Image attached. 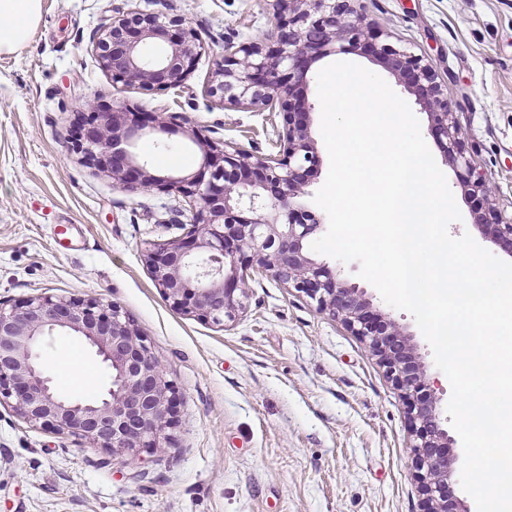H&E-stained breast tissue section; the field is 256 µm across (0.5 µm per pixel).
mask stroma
<instances>
[{
	"instance_id": "obj_1",
	"label": "stroma",
	"mask_w": 512,
	"mask_h": 512,
	"mask_svg": "<svg viewBox=\"0 0 512 512\" xmlns=\"http://www.w3.org/2000/svg\"><path fill=\"white\" fill-rule=\"evenodd\" d=\"M367 21L433 65L458 132L475 152L492 202L512 215V0H356ZM132 10L182 16L201 42L186 81L165 91L113 82L93 37ZM272 0H42L29 43L0 54V302L41 294L120 306L145 335L181 401L157 448L136 462L84 440L32 425L0 402V512H422L406 398L361 337L295 288L257 274L234 320L218 325L176 310L153 282L152 244L180 236L168 220L180 194L130 193L82 160L72 129L90 105L180 115L197 137L261 156L274 150L278 114L220 103L207 89L225 44L273 34ZM410 103L462 218L451 237L485 238L426 112ZM182 134L168 147L139 142L160 172H195L202 161ZM359 284L375 310L412 336L431 389L451 386L405 311L358 276L359 265L327 258Z\"/></svg>"
}]
</instances>
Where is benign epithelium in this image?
<instances>
[{
	"instance_id": "benign-epithelium-1",
	"label": "benign epithelium",
	"mask_w": 512,
	"mask_h": 512,
	"mask_svg": "<svg viewBox=\"0 0 512 512\" xmlns=\"http://www.w3.org/2000/svg\"><path fill=\"white\" fill-rule=\"evenodd\" d=\"M274 2L277 26L271 43L224 50L209 94L230 105L278 113L276 152L254 156L201 141L198 171L160 176L130 146L147 133L177 132V116L99 106L74 128L73 149L121 189L175 191L188 199L187 220H172L189 226L186 235L156 244L147 253L152 279L175 309L216 324L232 321L242 308L248 276L261 272L304 292L319 309L366 340L409 400L422 512H463L449 491L448 449L454 440L442 426L438 399L428 389L426 368L415 354L411 334L373 311L364 290L339 278L309 249V237L319 224L297 202L320 164L308 122L311 105L300 94L309 82V64L336 53H354L380 64L427 110L431 132L441 141L445 161L458 172L466 194L487 199L491 186L475 174L431 64L406 48L380 42L383 32L358 13L353 0ZM149 44L162 45L163 53L148 54ZM198 47L196 33L182 18L142 11L113 18L94 39L98 62L112 80L145 91L181 85ZM476 224L512 253V218L505 219L489 205ZM56 333L77 336L94 349L110 372L105 394L72 401L55 392L38 348ZM3 395L15 399L14 408L26 421L131 459L143 448L157 447L179 403L178 390L165 378L143 333L120 307L49 295L32 296L9 308L0 302Z\"/></svg>"
}]
</instances>
